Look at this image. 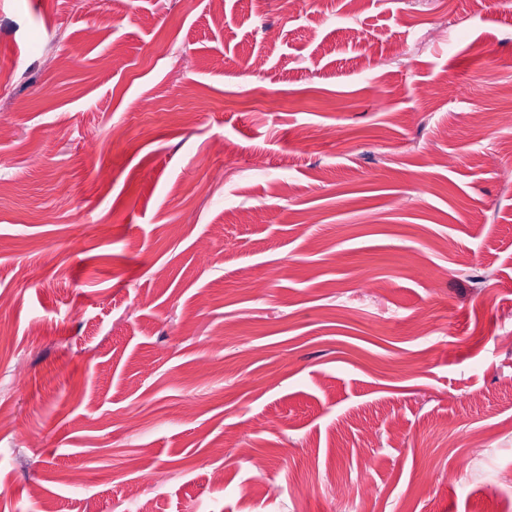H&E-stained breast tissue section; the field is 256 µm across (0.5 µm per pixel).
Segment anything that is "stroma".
Returning <instances> with one entry per match:
<instances>
[{"mask_svg": "<svg viewBox=\"0 0 512 512\" xmlns=\"http://www.w3.org/2000/svg\"><path fill=\"white\" fill-rule=\"evenodd\" d=\"M505 86L512 0H0V512H498Z\"/></svg>", "mask_w": 512, "mask_h": 512, "instance_id": "stroma-1", "label": "stroma"}]
</instances>
